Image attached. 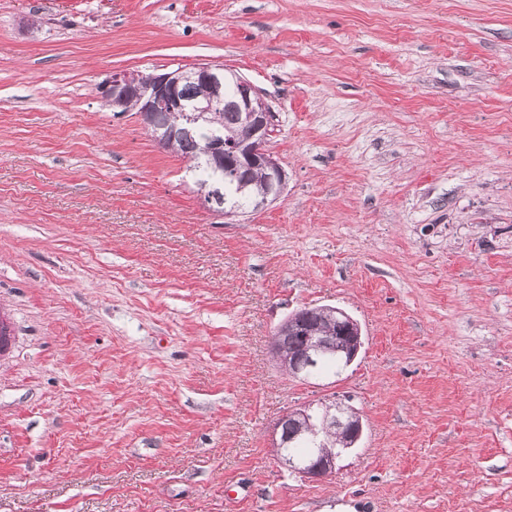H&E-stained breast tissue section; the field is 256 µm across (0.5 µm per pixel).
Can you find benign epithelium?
<instances>
[{"label": "benign epithelium", "instance_id": "benign-epithelium-1", "mask_svg": "<svg viewBox=\"0 0 512 512\" xmlns=\"http://www.w3.org/2000/svg\"><path fill=\"white\" fill-rule=\"evenodd\" d=\"M224 67L203 65L178 68L165 73L118 71L112 73L101 85L103 97L114 109H125L134 104L145 127H150L152 112L167 107L181 112L189 126L200 122L206 113L224 106ZM190 79L201 81L208 92L188 111H183L180 89ZM231 107L244 113L245 130L231 138L214 135L207 141L205 153L211 163L223 166L233 158L239 169L259 168L267 174V189L262 198L254 201L251 208L261 210L276 201L286 186V172L268 148L270 133V108L254 86L247 80L238 79L237 97ZM329 318L334 328L324 331L299 321L300 312L291 314L276 330L270 342V352L288 375L306 378L309 369L326 355L337 356L350 365L363 347L359 323L340 308L324 306L314 310ZM304 336L303 353L297 355L286 350L288 336ZM322 430L336 433V440L345 448H353L361 440L364 427L360 414L352 407L336 402L323 406ZM341 455L332 451L320 454L316 462L305 458L284 457L282 461L292 469H299L313 478H325L336 470Z\"/></svg>", "mask_w": 512, "mask_h": 512}]
</instances>
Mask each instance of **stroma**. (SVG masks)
<instances>
[{
    "label": "stroma",
    "mask_w": 512,
    "mask_h": 512,
    "mask_svg": "<svg viewBox=\"0 0 512 512\" xmlns=\"http://www.w3.org/2000/svg\"><path fill=\"white\" fill-rule=\"evenodd\" d=\"M220 65L287 173L227 217L99 86ZM364 346L306 380L297 309ZM0 512H512V0H0ZM345 402L333 476L268 441ZM310 309L311 307H305L291 314L277 328L270 342V352L280 367L288 375L303 379L308 378L306 373L311 368H313L311 377L319 375L324 370L339 369L341 364L338 362V358L346 366L350 365L363 347V337L359 323L344 310L333 306H324L316 310ZM302 311L310 314L322 313L323 317L328 316L335 327L328 331L308 327V325L299 321ZM297 333H300L301 336ZM295 334L297 335L288 336ZM303 336V353L297 355L287 352L285 342L288 340L290 350L300 349L303 344ZM326 354L332 355H328L318 362ZM333 355H337V357ZM321 412H315L311 409L308 412L312 426L315 427L316 431L319 433V440H323L329 444L334 443L332 438L327 437L320 431L321 418L322 430L325 433L331 434L336 430V440L342 443L343 448H354L361 440L364 431L360 414L354 408L349 406L344 407L338 405L336 402L323 405L322 415ZM317 432L311 430V438H317ZM336 453L338 452L336 451ZM336 453L332 451L322 452L316 462H310L305 458L284 457L281 459L289 468L299 469L313 478H325L331 476L336 470L337 462L341 458V454Z\"/></svg>",
    "instance_id": "stroma-1"
}]
</instances>
